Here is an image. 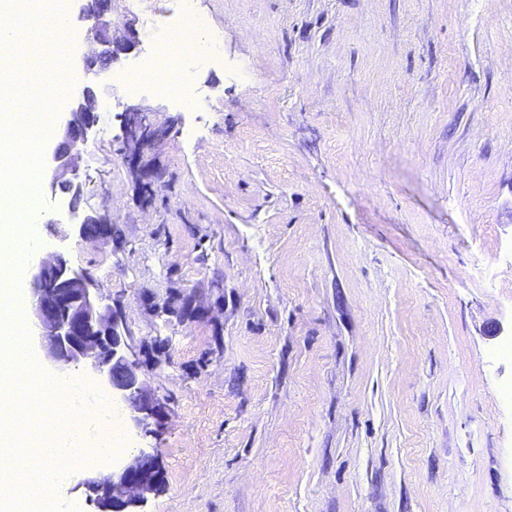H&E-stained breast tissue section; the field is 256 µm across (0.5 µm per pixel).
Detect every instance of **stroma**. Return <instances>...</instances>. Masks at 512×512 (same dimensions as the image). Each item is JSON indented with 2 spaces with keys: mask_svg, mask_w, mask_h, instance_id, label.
<instances>
[{
  "mask_svg": "<svg viewBox=\"0 0 512 512\" xmlns=\"http://www.w3.org/2000/svg\"><path fill=\"white\" fill-rule=\"evenodd\" d=\"M220 52L203 108L104 77L78 203L43 169L34 258L62 256L112 305L157 404L143 512H512V0H112L164 57L184 3ZM71 0L78 95L92 36ZM164 136L132 173L122 114ZM112 219L106 245L86 215ZM95 433L57 501L90 512ZM112 221L105 215L90 214L87 215L81 224H79V235L103 244L112 233Z\"/></svg>",
  "mask_w": 512,
  "mask_h": 512,
  "instance_id": "obj_1",
  "label": "stroma"
}]
</instances>
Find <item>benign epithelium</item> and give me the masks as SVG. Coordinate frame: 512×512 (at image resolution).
Listing matches in <instances>:
<instances>
[{
	"label": "benign epithelium",
	"mask_w": 512,
	"mask_h": 512,
	"mask_svg": "<svg viewBox=\"0 0 512 512\" xmlns=\"http://www.w3.org/2000/svg\"><path fill=\"white\" fill-rule=\"evenodd\" d=\"M109 11L110 0H83L81 19L100 49L84 57L87 81L66 113L61 140L50 152V162L58 168H75V160L97 123L100 75L135 44L129 25L125 26L124 35H114L112 22L106 20ZM123 128L127 158L137 173L143 148L153 146L164 131L151 124L137 105L126 107ZM49 187L53 192L70 194L73 203L82 193V184L74 181L53 180ZM111 233L112 221L104 215L90 214L79 224V235L97 243L106 242ZM28 279L32 324L39 330L47 361L59 371L80 364L98 376L126 404L134 427L151 433L155 404L139 379L136 362L126 353L125 337L112 316L100 310L94 284L71 272L58 255L38 260L29 268ZM84 486L86 499L96 506L97 512H137L146 495L158 489L159 465L147 449L135 448L112 471L96 475Z\"/></svg>",
	"instance_id": "obj_1"
}]
</instances>
